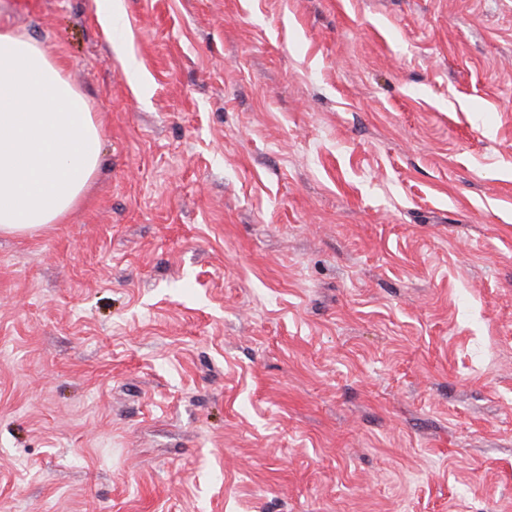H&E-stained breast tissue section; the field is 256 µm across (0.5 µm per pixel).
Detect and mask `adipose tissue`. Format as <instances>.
<instances>
[{
  "mask_svg": "<svg viewBox=\"0 0 512 512\" xmlns=\"http://www.w3.org/2000/svg\"><path fill=\"white\" fill-rule=\"evenodd\" d=\"M101 138L45 49L0 32V234L61 223L97 169Z\"/></svg>",
  "mask_w": 512,
  "mask_h": 512,
  "instance_id": "adipose-tissue-1",
  "label": "adipose tissue"
}]
</instances>
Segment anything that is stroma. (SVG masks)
Returning <instances> with one entry per match:
<instances>
[{
  "label": "stroma",
  "instance_id": "1",
  "mask_svg": "<svg viewBox=\"0 0 512 512\" xmlns=\"http://www.w3.org/2000/svg\"><path fill=\"white\" fill-rule=\"evenodd\" d=\"M0 0L101 162L0 236V512H512V0Z\"/></svg>",
  "mask_w": 512,
  "mask_h": 512
}]
</instances>
